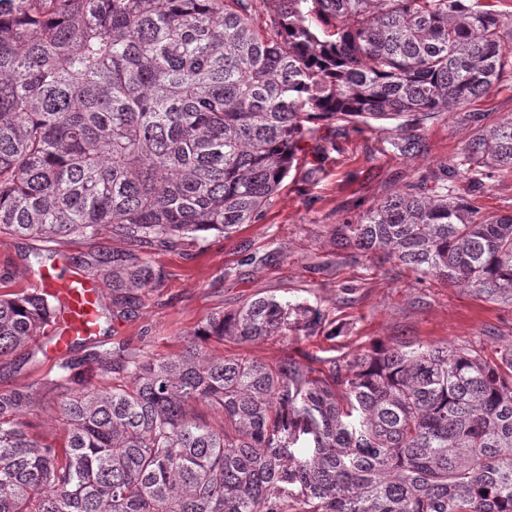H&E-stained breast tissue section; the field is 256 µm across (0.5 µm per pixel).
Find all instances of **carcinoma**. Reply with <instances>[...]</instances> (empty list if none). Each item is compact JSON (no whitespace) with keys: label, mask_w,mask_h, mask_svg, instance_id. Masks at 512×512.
Wrapping results in <instances>:
<instances>
[{"label":"carcinoma","mask_w":512,"mask_h":512,"mask_svg":"<svg viewBox=\"0 0 512 512\" xmlns=\"http://www.w3.org/2000/svg\"><path fill=\"white\" fill-rule=\"evenodd\" d=\"M268 2L260 25L256 0H0V234L126 240L95 259L124 310L161 286L153 251L264 219L319 123L397 120L389 144L415 157L428 124L512 74V14L481 0ZM507 170L512 117L333 239L512 302V214L469 200ZM54 314L38 291L0 298V358ZM327 326L255 296L172 356L67 358L48 381L59 448L19 420L28 391H0V512H512V343L275 365L206 346ZM90 366L118 384L79 378Z\"/></svg>","instance_id":"1"}]
</instances>
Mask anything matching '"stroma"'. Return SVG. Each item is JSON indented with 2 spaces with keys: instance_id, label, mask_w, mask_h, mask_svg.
<instances>
[{
  "instance_id": "stroma-1",
  "label": "stroma",
  "mask_w": 512,
  "mask_h": 512,
  "mask_svg": "<svg viewBox=\"0 0 512 512\" xmlns=\"http://www.w3.org/2000/svg\"><path fill=\"white\" fill-rule=\"evenodd\" d=\"M512 117V76L463 109L443 114L424 132L425 151L415 158L395 156L387 140L391 121L354 130L344 123L320 126L299 154L264 219L242 225L227 239L209 234L183 241L171 251H155L153 264L162 285L145 293L134 313H117L112 283L93 280L101 290V330L72 348L78 357L101 344L125 341L157 357L178 353L195 328L215 314L237 308L259 294L321 305L341 335L330 342L293 337L285 342L211 344L215 356L247 354L274 364L309 353L343 356L372 341L410 336L431 342L473 345L483 350L512 341V304L493 303L464 288L432 280L416 283L413 273L389 261L375 269L348 249L336 246L332 226L356 221L406 182L449 162L477 131ZM110 234L94 240L74 235L55 242L0 234V293L31 291L35 253L62 260L86 274L90 256L121 248ZM267 255L263 265H240L242 252ZM356 286L348 294L347 286ZM61 358L54 341L39 336L0 361V391L23 388L32 399L21 412L26 432L41 443L61 445L59 413L42 389Z\"/></svg>"
}]
</instances>
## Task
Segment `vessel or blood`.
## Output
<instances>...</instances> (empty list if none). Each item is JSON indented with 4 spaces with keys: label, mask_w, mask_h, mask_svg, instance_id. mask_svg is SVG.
<instances>
[{
    "label": "vessel or blood",
    "mask_w": 512,
    "mask_h": 512,
    "mask_svg": "<svg viewBox=\"0 0 512 512\" xmlns=\"http://www.w3.org/2000/svg\"><path fill=\"white\" fill-rule=\"evenodd\" d=\"M36 290L53 292L58 312L64 322V334L57 345H64L71 336L91 337L97 333L98 287L74 273L63 274L56 269H44L32 279Z\"/></svg>",
    "instance_id": "vessel-or-blood-1"
}]
</instances>
